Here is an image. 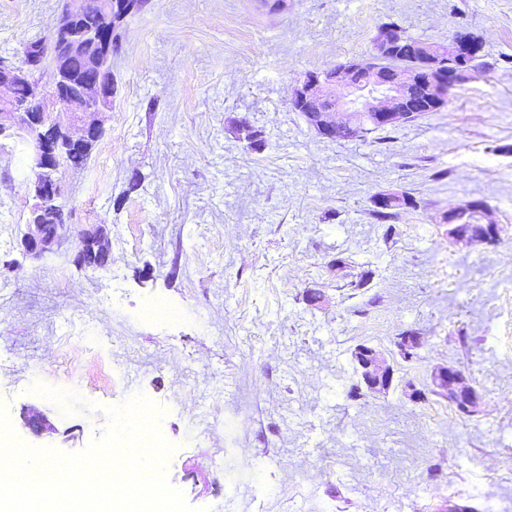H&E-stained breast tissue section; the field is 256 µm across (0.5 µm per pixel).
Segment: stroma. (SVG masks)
<instances>
[{
	"instance_id": "stroma-1",
	"label": "stroma",
	"mask_w": 512,
	"mask_h": 512,
	"mask_svg": "<svg viewBox=\"0 0 512 512\" xmlns=\"http://www.w3.org/2000/svg\"><path fill=\"white\" fill-rule=\"evenodd\" d=\"M61 8L0 0V55L21 62ZM390 21L427 42L472 32L488 66L441 111L321 138L295 81L373 53ZM120 34L105 132L58 171L66 224L43 258L22 246L26 147L0 141V405L18 441L80 452L141 393L167 410L166 476L197 512H512V0H150ZM383 191L414 200L389 228L371 216ZM471 201L497 245L448 240L443 214ZM95 227L97 270L74 261ZM361 344L394 383L352 399ZM447 364L482 396L472 416L433 392Z\"/></svg>"
}]
</instances>
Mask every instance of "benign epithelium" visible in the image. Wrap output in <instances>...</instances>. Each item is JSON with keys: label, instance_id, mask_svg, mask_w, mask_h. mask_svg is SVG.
Returning a JSON list of instances; mask_svg holds the SVG:
<instances>
[{"label": "benign epithelium", "instance_id": "1", "mask_svg": "<svg viewBox=\"0 0 512 512\" xmlns=\"http://www.w3.org/2000/svg\"><path fill=\"white\" fill-rule=\"evenodd\" d=\"M88 0H64L55 26L59 31L68 22L79 21L86 12ZM479 39L457 36L453 39L452 51L458 55L454 69L448 71V81L454 82L467 76L464 55L476 45ZM57 67L53 78L51 96L63 109L61 113L45 112L35 108L43 102L40 87H33L32 100L15 97L14 87L20 82L33 83V66L39 50L31 49L25 63L16 65L0 63V116L14 119L16 134L26 140L29 146L28 162L36 170L37 178L27 185L28 195L37 208L45 202L60 197L56 174L66 152L71 148L91 150L103 133L98 115L106 110L112 99L113 90L106 85L86 83L80 74L72 71L68 62L74 57L83 60L85 70L102 72L104 58L89 51L80 40L70 37L54 43ZM441 63L432 50L423 52V63L418 68L406 69L396 79L389 81L375 58L368 57L356 63V68L369 72L365 82L352 79V71L340 69L336 73L311 72L297 81L293 88L291 105L306 112L308 122L324 138L332 139L339 127L364 131L371 127L399 124L409 120L416 111L428 103L437 101L436 84L428 85L425 100L416 101L409 97L408 89L423 83V75L439 70ZM49 124L54 129L49 141L36 138L40 125ZM26 247L28 251L44 254L51 250L55 237L47 235L45 225L28 223ZM448 237L468 243L480 241L493 245L497 241V228L483 225L480 234H475L465 225L448 220ZM108 253L105 238L98 237L81 244L76 262L84 267L90 255ZM361 383L368 390L387 389L392 385L394 372L385 357L372 348L360 350L358 361ZM434 385L446 392L456 408L465 414L476 411L480 396L468 390L464 373L455 367H442L433 372Z\"/></svg>", "mask_w": 512, "mask_h": 512}]
</instances>
